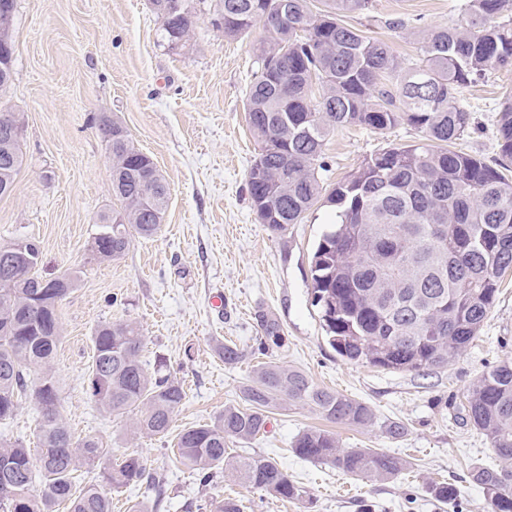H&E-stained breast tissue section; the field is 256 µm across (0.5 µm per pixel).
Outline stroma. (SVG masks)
Wrapping results in <instances>:
<instances>
[{
	"label": "stroma",
	"mask_w": 512,
	"mask_h": 512,
	"mask_svg": "<svg viewBox=\"0 0 512 512\" xmlns=\"http://www.w3.org/2000/svg\"><path fill=\"white\" fill-rule=\"evenodd\" d=\"M371 2L368 11L346 14L345 23L408 58L416 54L414 32L461 22L467 0ZM396 18L404 28L389 29ZM264 37L257 27L244 38H225L205 8L189 40L174 47L163 40L150 0H17L13 79L0 90V109L16 113L23 125V164L11 195L0 198V243L39 240L43 276L83 271L79 287L60 305L63 332L51 369L68 429L79 438H102L112 454L78 471L76 484L97 482L101 468L137 454L162 478L163 490L123 488L112 501L124 512L139 501L152 512H199L227 497L240 500L243 512H485L484 493L468 473L473 464L495 460L486 437L462 420L456 404L489 366L512 358V273L503 277L478 338L447 367L422 377L338 356L310 290L311 255L332 208L315 204L279 237L251 206L247 173L259 147L245 92L257 68L254 47ZM508 96L512 70L488 72L461 90L472 125L459 150L496 157V115ZM103 115L152 157L169 202L157 236L135 238L119 259L96 261L89 257L92 226L101 211L120 206L98 127ZM422 138L406 124L383 132L337 130L325 150V183L344 179L387 144ZM261 310L278 318L281 345H263L255 320ZM119 320L139 325L146 367L165 357L184 383L186 398L170 437L133 434L130 418L100 410L89 397L90 336L97 323ZM216 339L236 344L242 359L228 365L217 358ZM268 361L364 402L378 421L367 428L336 424L302 404L273 410L265 433L245 449L275 459L305 491L301 502L244 488L224 473L199 485L173 456L174 433L238 403L254 370ZM390 422L405 426L401 438L384 434L381 426ZM314 427L335 433L344 447L403 457L409 468L370 482L300 459L291 443ZM445 482L461 494L441 504L432 487Z\"/></svg>",
	"instance_id": "1"
}]
</instances>
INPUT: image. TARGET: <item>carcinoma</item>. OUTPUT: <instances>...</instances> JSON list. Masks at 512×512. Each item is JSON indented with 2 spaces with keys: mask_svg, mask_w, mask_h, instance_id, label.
Segmentation results:
<instances>
[{
  "mask_svg": "<svg viewBox=\"0 0 512 512\" xmlns=\"http://www.w3.org/2000/svg\"><path fill=\"white\" fill-rule=\"evenodd\" d=\"M162 16L171 46L186 42L196 0ZM224 37L241 38L260 25L267 38L257 48L258 68L245 93L252 134L260 152L247 174L252 205L267 209L264 226L282 236L318 202L335 211L311 259L312 303L332 349L353 363L428 375L448 365L476 339L494 303L499 279L512 270V98L497 114L498 159L488 162L452 148L471 127L460 90L490 70L512 69V0H467L464 23L422 32L416 57L396 56L383 41L347 25L348 13L369 0H288V20L273 25L277 0H216ZM401 123L424 142L379 149L331 190L321 171L328 137L346 126L374 131ZM99 131L124 166L112 172L120 202L112 219L98 224L92 243L99 259H118L136 236L155 235L169 188L154 161L129 135ZM21 148H0V183L14 184ZM29 268L0 250V421L12 418L32 388L39 407L37 447L0 440V512H112V497L95 484L74 488L75 473L110 452L100 437L74 438L58 410L59 381L50 369L60 343V304L77 288L82 271L59 277L39 273L42 249L26 238ZM265 340L280 344L282 326L260 310ZM88 391L117 417L132 416L135 432L169 433L186 393L160 357L154 370L140 359L145 344L134 321H103L92 334ZM226 364L242 358L234 344L219 343ZM241 405H226L212 421L175 436L176 460L201 484L228 472L240 485L276 498L301 500V489L272 458L230 455L264 432L270 410L282 402L313 406L326 419L374 426L365 403L317 386L301 371L277 362L258 368L242 389ZM460 410L490 443L495 467L474 465L470 481L483 489L487 512H512V359L490 367L463 394ZM303 460L330 464L369 481L396 477L409 462L373 448H344L326 430L307 429L292 443ZM114 492L159 479L136 454L102 474Z\"/></svg>",
  "mask_w": 512,
  "mask_h": 512,
  "instance_id": "1",
  "label": "carcinoma"
}]
</instances>
